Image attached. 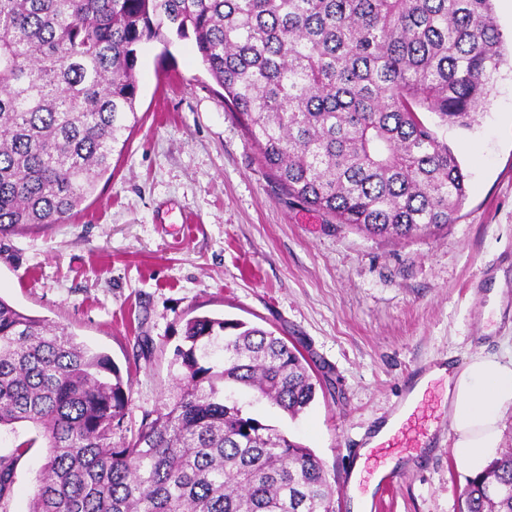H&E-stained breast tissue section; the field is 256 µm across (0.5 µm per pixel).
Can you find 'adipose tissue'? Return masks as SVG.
Here are the masks:
<instances>
[{
    "label": "adipose tissue",
    "mask_w": 512,
    "mask_h": 512,
    "mask_svg": "<svg viewBox=\"0 0 512 512\" xmlns=\"http://www.w3.org/2000/svg\"><path fill=\"white\" fill-rule=\"evenodd\" d=\"M447 397L452 452L472 472H481L499 446L502 416L512 408V361L477 354L451 367Z\"/></svg>",
    "instance_id": "adipose-tissue-1"
}]
</instances>
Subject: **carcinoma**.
Wrapping results in <instances>:
<instances>
[{
	"label": "carcinoma",
	"instance_id": "1",
	"mask_svg": "<svg viewBox=\"0 0 512 512\" xmlns=\"http://www.w3.org/2000/svg\"><path fill=\"white\" fill-rule=\"evenodd\" d=\"M193 38L282 190L369 237L450 224L466 176L425 124L468 126L503 62L493 0H0V235L63 224L139 122L143 44ZM176 391L125 419L110 357L0 297V427L49 448L30 512H336L321 460L233 399L290 417L320 380L270 330L196 316ZM35 444L0 456V509ZM460 512H512V448Z\"/></svg>",
	"mask_w": 512,
	"mask_h": 512
}]
</instances>
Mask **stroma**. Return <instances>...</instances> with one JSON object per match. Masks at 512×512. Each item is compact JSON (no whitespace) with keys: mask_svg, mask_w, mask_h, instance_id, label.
<instances>
[{"mask_svg":"<svg viewBox=\"0 0 512 512\" xmlns=\"http://www.w3.org/2000/svg\"><path fill=\"white\" fill-rule=\"evenodd\" d=\"M137 72L139 123L111 178L67 223L0 236V297L111 358L131 388L127 426L173 392L183 327L203 314L287 337L317 369L323 386L294 419L235 396L335 478L346 449L403 399L414 363L512 359V63L471 128H439L467 198L454 223L412 239L368 237L289 198L194 40L146 44ZM34 435L23 423L0 429V456L35 441L8 512H29L47 454ZM419 454L427 466L382 491V512H459L467 468L447 445Z\"/></svg>","mask_w":512,"mask_h":512,"instance_id":"1","label":"stroma"}]
</instances>
